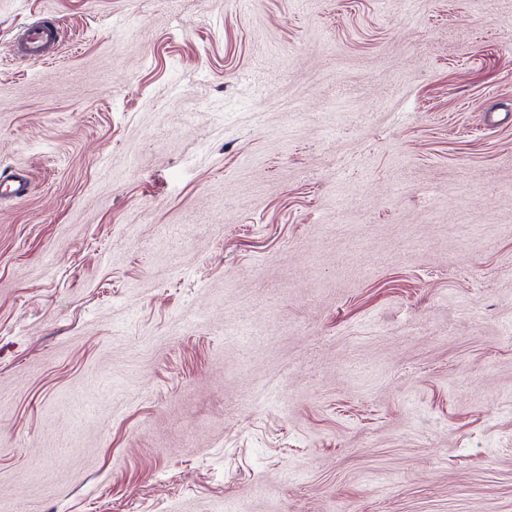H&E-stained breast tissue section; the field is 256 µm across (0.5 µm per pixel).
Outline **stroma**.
<instances>
[{
  "mask_svg": "<svg viewBox=\"0 0 512 512\" xmlns=\"http://www.w3.org/2000/svg\"><path fill=\"white\" fill-rule=\"evenodd\" d=\"M0 169L14 512H512V0H0ZM58 42L57 28L36 22L25 30L20 44L24 56L30 61L42 62L51 57L46 54L47 49Z\"/></svg>",
  "mask_w": 512,
  "mask_h": 512,
  "instance_id": "obj_1",
  "label": "stroma"
}]
</instances>
